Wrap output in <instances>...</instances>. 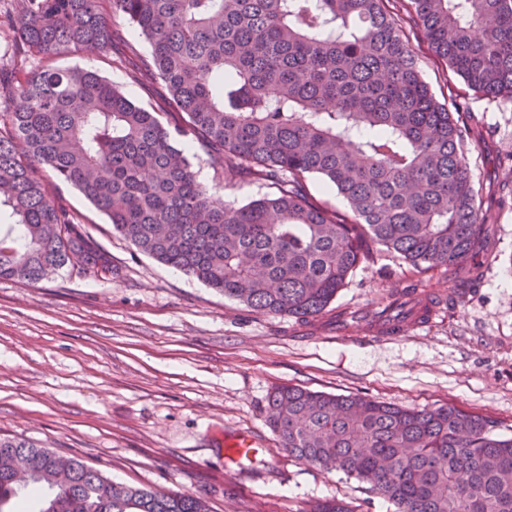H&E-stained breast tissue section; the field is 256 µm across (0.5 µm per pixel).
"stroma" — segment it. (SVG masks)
I'll list each match as a JSON object with an SVG mask.
<instances>
[{
	"label": "stroma",
	"instance_id": "35a3bbf8",
	"mask_svg": "<svg viewBox=\"0 0 512 512\" xmlns=\"http://www.w3.org/2000/svg\"><path fill=\"white\" fill-rule=\"evenodd\" d=\"M388 8L435 97L482 126L484 142L469 147L471 174L497 186L512 170V100L471 90L400 0ZM56 64L96 70L139 106L175 119L163 81L134 77L130 59L78 51ZM189 158L226 200L243 204L277 191L271 181H226L201 147ZM46 181L111 255L112 270L68 267L37 283L0 280L1 437L80 457L115 482L205 497L211 512H308L333 499L359 512H394L362 483L290 456L265 422L269 392L291 385L410 408L450 405L512 434L511 194L486 204L493 247L479 257L484 277L475 292L441 309L429 327L376 340L359 326L340 337L251 311L138 251L75 187L51 175ZM419 279L448 291L443 273H418L378 250L334 306L364 313ZM236 428L257 433L264 448L257 470L225 469L224 434Z\"/></svg>",
	"mask_w": 512,
	"mask_h": 512
}]
</instances>
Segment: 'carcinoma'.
I'll return each instance as SVG.
<instances>
[{
    "label": "carcinoma",
    "mask_w": 512,
    "mask_h": 512,
    "mask_svg": "<svg viewBox=\"0 0 512 512\" xmlns=\"http://www.w3.org/2000/svg\"><path fill=\"white\" fill-rule=\"evenodd\" d=\"M424 39L468 87L512 98V0H407ZM15 62L0 66V280L112 258L48 193L39 167L77 188L142 253L256 312L323 317L377 249L448 273L458 300L482 278L479 129L434 96L385 0H16ZM149 44L135 71L165 84V124L68 50L112 52V17ZM197 142L229 180L280 184L244 205L198 179ZM317 175L347 203L313 202ZM416 280L372 312L393 336L435 299ZM266 423L297 460L368 485L396 512H512V436L453 406L409 409L296 386L267 396ZM52 484L38 512H211L193 495L123 483L76 456L0 437ZM19 493L0 469V512Z\"/></svg>",
    "instance_id": "obj_1"
}]
</instances>
